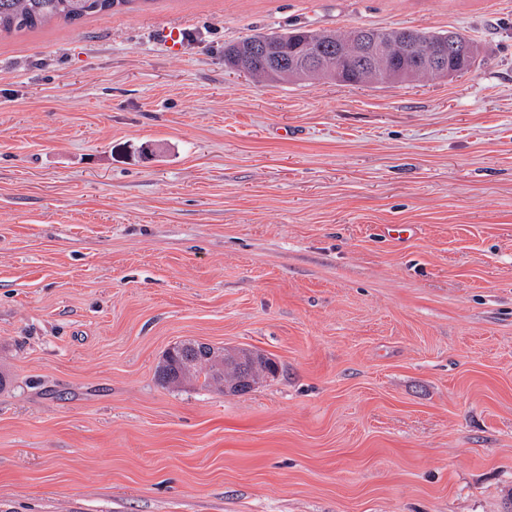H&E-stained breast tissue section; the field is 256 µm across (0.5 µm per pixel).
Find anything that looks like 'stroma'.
<instances>
[{
    "label": "stroma",
    "instance_id": "obj_1",
    "mask_svg": "<svg viewBox=\"0 0 512 512\" xmlns=\"http://www.w3.org/2000/svg\"><path fill=\"white\" fill-rule=\"evenodd\" d=\"M362 26L482 53L367 86L224 64ZM186 340L279 370L162 384ZM0 370V512H512V0H152L1 37ZM279 33L272 32L270 34L263 35H250L242 37L235 42L228 43L224 47V64L229 68L236 67L239 60H248L250 58V66L248 68V74L256 77L260 80L269 82H279L269 77L268 69L272 68L267 59L263 56L254 55L250 52V46L259 38H265L268 36H275ZM210 355L224 363V369H234V372L224 370V376L233 379L232 382L224 380V392H248L257 380L259 373L267 375L277 370V363L268 355L249 348H215L210 346Z\"/></svg>",
    "mask_w": 512,
    "mask_h": 512
}]
</instances>
